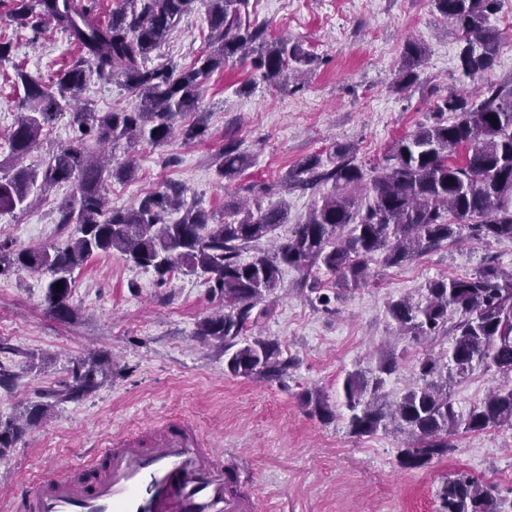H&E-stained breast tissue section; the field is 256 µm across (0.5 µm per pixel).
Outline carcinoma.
Returning a JSON list of instances; mask_svg holds the SVG:
<instances>
[{
	"label": "carcinoma",
	"mask_w": 512,
	"mask_h": 512,
	"mask_svg": "<svg viewBox=\"0 0 512 512\" xmlns=\"http://www.w3.org/2000/svg\"><path fill=\"white\" fill-rule=\"evenodd\" d=\"M100 0H12L18 26L34 33L46 24L64 32L81 56L47 85L21 67L15 84L23 89L16 125L8 133L15 159L26 156L66 109L72 141L53 152L40 169L18 167L0 175V213L30 206L35 190L70 181L73 193L59 210V223L75 225V236L46 247L16 249L0 240V276L28 270L46 277L45 302L59 319L72 315L69 299L74 272L93 255L118 251L134 265L154 271L166 282L174 273L200 271L214 294L224 298V311L199 322L195 336L217 340L224 349V369L233 376L282 377L296 364L269 339L243 341L252 310L281 285L282 269L292 267L309 276L325 269L338 288L365 283L376 255L388 266H399L462 237L468 229L475 240L512 243V84L489 85L481 100L451 93L441 112L452 120L421 124L388 148L369 176L348 146H336L325 160L310 155L288 175L292 189L315 190L331 185L305 223L275 250L241 259L242 252L271 237L288 223L278 206H230L224 221L187 201V187L168 182L123 209H109L103 194L109 179L128 180L135 167L128 160L110 164L109 145L146 142L153 146L201 140L207 126L196 120L180 129L175 119L198 111L203 83L229 61L250 66L265 81H289L306 71L312 58L299 43L270 40L265 29L251 23L250 0H207V46L194 64L179 70L168 63L147 66L195 0H121L108 20ZM459 42L458 67L477 79L494 64L502 33L490 25L499 0H434ZM424 56L414 41L406 42L395 86L416 80ZM103 82H119L137 98L122 111L85 112L77 107L87 74ZM495 117L492 124L489 117ZM220 178L236 179L250 164L233 141L224 143L215 159ZM362 190L364 197L353 192ZM178 214L171 223L168 217ZM63 288L56 289V284ZM460 314L448 325V312ZM389 314L405 334L420 340L451 337L448 362L430 355L416 361L419 383L386 409L373 387L355 374L343 382L347 427L356 437L371 436L397 422L407 434L396 461L405 470L421 469L456 450L451 436L458 430L481 432L493 426L512 429V272L489 262L471 277L441 278L428 285L425 300L407 299L389 305ZM99 361L76 360L72 380L43 392L46 399L77 400L94 390ZM463 375L481 367L508 381L492 389L467 414L455 410L447 386L434 381L441 368ZM305 404L322 419L334 416L326 397L311 391ZM47 404L39 403L19 417L0 418V457L39 423ZM442 512H512V488L502 493L464 475L448 479L441 493Z\"/></svg>",
	"instance_id": "obj_1"
}]
</instances>
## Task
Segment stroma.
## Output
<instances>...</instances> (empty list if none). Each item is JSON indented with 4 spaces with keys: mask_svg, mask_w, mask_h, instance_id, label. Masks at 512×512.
Returning a JSON list of instances; mask_svg holds the SVG:
<instances>
[{
    "mask_svg": "<svg viewBox=\"0 0 512 512\" xmlns=\"http://www.w3.org/2000/svg\"><path fill=\"white\" fill-rule=\"evenodd\" d=\"M11 9V0H0V39L12 44L9 60L0 63L5 169L17 162L6 138L19 119L16 102L23 94L14 83L15 68L47 83L77 57L63 32L49 27L35 35L18 28ZM250 11L268 37L300 43L312 56L306 78L284 88L240 63H227L203 87L204 141L110 147L113 163L135 156L138 173L126 182L105 183L109 207H129L175 181L187 187L189 201L219 218L225 202L254 195L264 205L286 206L288 223L276 231L284 237L322 198L321 192L286 185L289 171L303 159L326 157L334 146L348 144L359 161L373 165L394 139L434 120L448 93L474 96L479 87L512 81V36L500 42L492 69L480 81L463 76L458 44L433 0H251ZM207 35L206 0H196L152 60L189 68ZM409 40L424 48V61L416 83L397 90L393 82ZM78 100L94 112L135 103L123 86L93 74ZM231 138L252 164L226 182L217 178L214 158ZM71 192V184L63 183L42 193L31 209L0 214V239L19 248L63 242L69 230L58 224V209ZM489 262L512 269V243L466 239L399 268L377 259L365 286L341 292L333 276L322 273L321 288L332 297L325 307L299 272L284 268L279 289L256 306L247 333L276 341L284 355L296 357L279 379L231 376L224 371L222 347L196 339L198 323L223 304L206 277L178 274L162 284L119 252L95 255L74 273V314L63 321L47 308L43 277L24 271L0 276V339L12 347L0 353V364L16 375L13 386L0 388V417L68 382L78 358L99 353L112 362V376L102 387L50 407L10 450L0 465V500L23 491L32 476L91 460L101 439L147 433L165 417L223 450L225 462L239 468L244 490L265 489L271 512H439V493L458 473L510 488L512 429L458 432L456 452L411 471L395 460L403 434L390 429L354 437L345 419L321 420L302 403L305 391L318 390L330 405H339L346 374L369 378L390 360L395 368L382 376V392L388 402L398 401L413 381L414 361L444 357L451 339L415 341L400 334L389 304L420 302L430 281L471 275ZM500 381L499 374L478 368L453 376L448 392L465 413Z\"/></svg>",
    "mask_w": 512,
    "mask_h": 512,
    "instance_id": "1",
    "label": "stroma"
}]
</instances>
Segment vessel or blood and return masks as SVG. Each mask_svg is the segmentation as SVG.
<instances>
[{"mask_svg": "<svg viewBox=\"0 0 512 512\" xmlns=\"http://www.w3.org/2000/svg\"><path fill=\"white\" fill-rule=\"evenodd\" d=\"M239 471L179 423L149 436L100 444L66 475L33 480L14 512H253Z\"/></svg>", "mask_w": 512, "mask_h": 512, "instance_id": "1", "label": "vessel or blood"}]
</instances>
